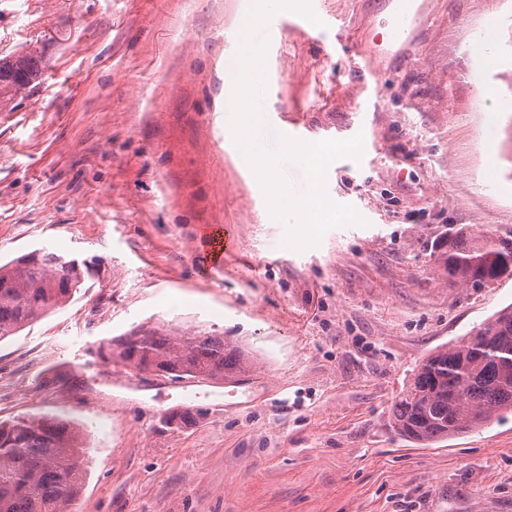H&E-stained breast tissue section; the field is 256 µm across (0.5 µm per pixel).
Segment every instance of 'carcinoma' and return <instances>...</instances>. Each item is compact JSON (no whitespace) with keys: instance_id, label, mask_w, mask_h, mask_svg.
I'll return each instance as SVG.
<instances>
[{"instance_id":"carcinoma-1","label":"carcinoma","mask_w":512,"mask_h":512,"mask_svg":"<svg viewBox=\"0 0 512 512\" xmlns=\"http://www.w3.org/2000/svg\"><path fill=\"white\" fill-rule=\"evenodd\" d=\"M25 56L0 59V94L31 81ZM453 284L494 283L512 265V232L475 233L456 226L433 246ZM91 266L48 249L0 264V340L65 304ZM126 367L173 381L230 380L250 370L243 351L221 336L174 339L160 329L123 336L100 351ZM512 413V308L505 307L458 343L416 366L391 409L390 424L416 442H432ZM88 459L82 433L52 416L0 422V512H73Z\"/></svg>"}]
</instances>
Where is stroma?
I'll return each instance as SVG.
<instances>
[{"label":"stroma","instance_id":"35a3bbf8","mask_svg":"<svg viewBox=\"0 0 512 512\" xmlns=\"http://www.w3.org/2000/svg\"><path fill=\"white\" fill-rule=\"evenodd\" d=\"M421 3L403 46L373 43L388 0H323V26L272 46L266 126L363 138L326 175L360 223L300 251L235 165L224 110L253 0H0V58L37 74L0 97V262H96L0 340V421L83 431L75 512H512V415L430 444L389 424L425 357L512 306V277L453 286L432 256L450 226L512 228V0ZM489 24L499 63L476 82ZM213 224L233 240L220 267L200 244ZM142 327L224 337L255 366L174 382L104 359Z\"/></svg>","mask_w":512,"mask_h":512}]
</instances>
